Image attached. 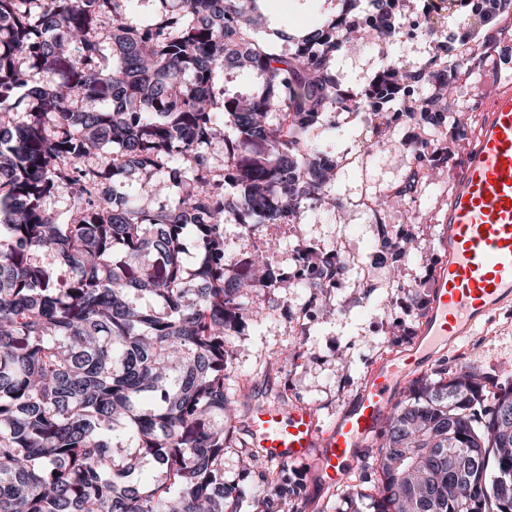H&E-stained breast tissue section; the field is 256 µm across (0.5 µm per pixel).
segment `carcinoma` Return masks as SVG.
I'll return each instance as SVG.
<instances>
[{
  "instance_id": "cac0c4a2",
  "label": "carcinoma",
  "mask_w": 512,
  "mask_h": 512,
  "mask_svg": "<svg viewBox=\"0 0 512 512\" xmlns=\"http://www.w3.org/2000/svg\"><path fill=\"white\" fill-rule=\"evenodd\" d=\"M134 2L0 0V512H235L224 342L242 292L287 277L320 290L307 257L346 262L308 245L290 270L229 258L224 218L300 223L301 205L334 201L316 126L343 109L371 111L378 136L405 113L437 125L476 55L467 33L438 42L436 96L412 97L426 72L358 96L338 57L363 22L395 39L397 0L284 51L259 38L256 0H152L147 19ZM463 2L448 17L512 30V0ZM230 67L262 79L249 100L227 94ZM171 185L177 199L145 207ZM476 375L435 368L388 413L373 512H512V386L487 405ZM144 463L151 482L132 479Z\"/></svg>"
}]
</instances>
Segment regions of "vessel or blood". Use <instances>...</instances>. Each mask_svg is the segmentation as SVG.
I'll return each instance as SVG.
<instances>
[{
    "mask_svg": "<svg viewBox=\"0 0 512 512\" xmlns=\"http://www.w3.org/2000/svg\"><path fill=\"white\" fill-rule=\"evenodd\" d=\"M445 260L411 349L371 368L353 405L329 427L306 404H253L249 446L268 461L310 464L321 488L347 477L369 436L382 426L402 382L437 350L454 346L494 312L512 304V90L503 89L475 132L465 173L442 226Z\"/></svg>",
    "mask_w": 512,
    "mask_h": 512,
    "instance_id": "b4317fda",
    "label": "vessel or blood"
}]
</instances>
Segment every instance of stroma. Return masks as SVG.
Returning <instances> with one entry per match:
<instances>
[{"instance_id":"stroma-1","label":"stroma","mask_w":512,"mask_h":512,"mask_svg":"<svg viewBox=\"0 0 512 512\" xmlns=\"http://www.w3.org/2000/svg\"><path fill=\"white\" fill-rule=\"evenodd\" d=\"M428 2L398 0L396 41L364 28L362 44L344 49L338 60L342 87L363 94L386 52L408 70L422 69L435 52L422 31ZM257 7L265 17L261 37L277 49L285 46L283 34H301L315 19L361 12L355 0H259ZM509 85L511 68L476 61L471 78L455 90L454 109L459 116L481 119L492 98ZM373 122L370 111L355 116L343 112L333 118L332 130L320 134L339 166L333 184L335 209L303 207L297 224H257L247 229L231 221L225 225L224 251L234 257L265 248L271 264L283 267L292 265L301 245L331 250L340 243L359 256L369 272L363 279L355 268H348L338 286L315 301L307 289L290 281L270 291L247 292L239 327L227 338L224 373L228 397L237 408L224 451V481L237 491L238 512H257L256 496L272 498L285 485L296 487L297 494L283 500L282 512H292L297 501L303 512H348L347 490L367 488L373 472V458L365 452L345 481L318 490L309 465L248 462L249 437L243 428L249 406L258 400L278 406L306 404L321 425L331 424L359 395L370 368L409 348L419 335L431 291L417 282L435 278L444 259L439 238L448 190L464 172L470 145L451 135L435 136L431 128L412 123L397 124L377 140L371 135ZM425 145L451 153L443 179L419 183L414 195L390 197L376 213L358 206L362 194L375 197L405 181ZM387 236L404 243L406 254L400 261L381 260ZM434 361L452 371L473 365L494 382L512 383V306L501 308Z\"/></svg>"}]
</instances>
